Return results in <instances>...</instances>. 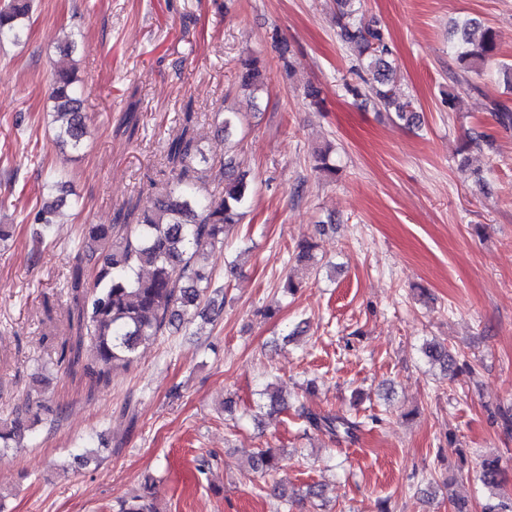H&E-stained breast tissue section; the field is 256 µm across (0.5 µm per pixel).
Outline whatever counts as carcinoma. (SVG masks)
<instances>
[{
	"label": "carcinoma",
	"mask_w": 512,
	"mask_h": 512,
	"mask_svg": "<svg viewBox=\"0 0 512 512\" xmlns=\"http://www.w3.org/2000/svg\"><path fill=\"white\" fill-rule=\"evenodd\" d=\"M355 0H336V24L340 37L358 48L356 73L371 85L377 100L394 110L398 119L413 123V102L399 99L393 90V70L388 58L393 54L383 29L367 26L356 18ZM34 12V0H7L0 9V42L20 41ZM496 34L477 19H466L454 30L453 53L464 73L482 74L496 54ZM266 72L260 61L242 63L239 88L248 93L262 89ZM50 116L59 146L80 151L88 134V116L83 111L81 91L74 67L62 62L55 66L48 87ZM243 113H214L215 131L228 135L240 125ZM198 113L187 102L181 113L179 133L164 148L165 167L170 178L156 188L144 205L131 197L113 211L112 223L92 224L82 230L79 250L97 256L90 272L77 261L69 268L65 287L70 291L66 330L54 342L53 365L74 377L88 378L92 385L107 386L127 372L137 359L139 348L163 335L175 324H183L204 313L212 272L206 251L224 243L229 225L237 222L239 210L250 195V182L233 161L224 163V189L215 196L207 188L209 159L197 138ZM67 193L62 182L54 183L43 196L34 223L43 231L57 223V211ZM424 353L433 364L451 373L456 356L448 347L428 343ZM32 399L16 405L9 421L0 424V453L13 447L22 434L33 430L38 420L30 416ZM306 428L338 442L355 443L366 420L378 422L376 415L363 419L338 413L315 412L302 405L297 409ZM278 461L267 449L249 459V468L272 474ZM500 457H483L479 481L486 488L500 485ZM152 484L144 492L115 505L114 512H157Z\"/></svg>",
	"instance_id": "cac0c4a2"
}]
</instances>
